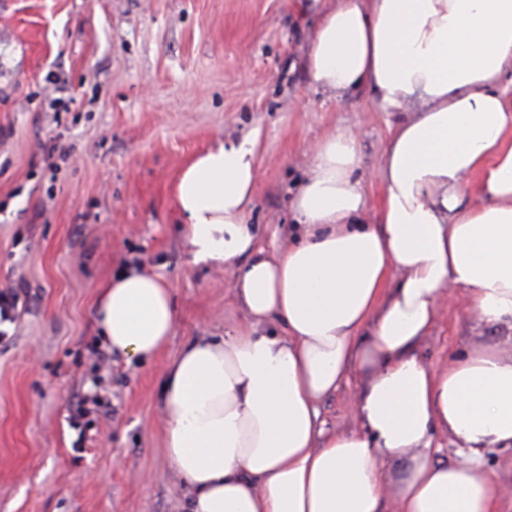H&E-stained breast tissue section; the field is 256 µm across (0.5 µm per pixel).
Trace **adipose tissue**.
Returning <instances> with one entry per match:
<instances>
[{
  "label": "adipose tissue",
  "mask_w": 512,
  "mask_h": 512,
  "mask_svg": "<svg viewBox=\"0 0 512 512\" xmlns=\"http://www.w3.org/2000/svg\"><path fill=\"white\" fill-rule=\"evenodd\" d=\"M510 72L512 0H336L310 40L311 85L370 88L383 112L420 104L384 156L377 223L361 219L349 133L316 146L292 203L303 230L270 251L245 222L254 140L182 170L192 260L229 271L244 318L165 371L164 451L187 512H500L484 454L512 447V356L482 347L438 369L417 348L460 290L512 340ZM98 316L109 352L151 358L174 329L173 290L127 270ZM355 370V425L327 429L321 404Z\"/></svg>",
  "instance_id": "1"
}]
</instances>
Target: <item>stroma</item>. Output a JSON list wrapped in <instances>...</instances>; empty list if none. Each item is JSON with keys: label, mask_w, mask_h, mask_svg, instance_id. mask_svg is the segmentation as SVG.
<instances>
[{"label": "stroma", "mask_w": 512, "mask_h": 512, "mask_svg": "<svg viewBox=\"0 0 512 512\" xmlns=\"http://www.w3.org/2000/svg\"><path fill=\"white\" fill-rule=\"evenodd\" d=\"M332 0H0V290L27 305L0 338V512H182L163 447L168 363L242 318L229 276L193 263L175 186L195 154L257 142L260 246L296 234L292 197L315 144L352 132L370 216L397 113L371 89L339 101L307 78ZM140 267L170 284L177 319L146 362L110 353L101 288ZM460 302L418 351L432 365L504 344ZM351 375L321 405L353 426Z\"/></svg>", "instance_id": "obj_1"}]
</instances>
